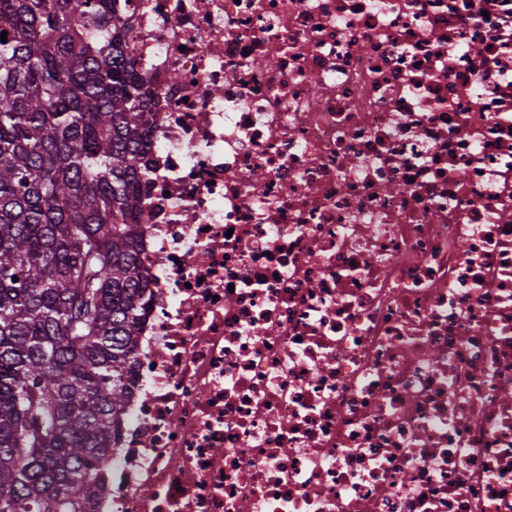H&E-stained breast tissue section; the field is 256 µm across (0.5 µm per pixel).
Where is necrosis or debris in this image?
Segmentation results:
<instances>
[{
	"mask_svg": "<svg viewBox=\"0 0 512 512\" xmlns=\"http://www.w3.org/2000/svg\"><path fill=\"white\" fill-rule=\"evenodd\" d=\"M158 92L88 512H512V0H131Z\"/></svg>",
	"mask_w": 512,
	"mask_h": 512,
	"instance_id": "4bbe7bcc",
	"label": "necrosis or debris"
}]
</instances>
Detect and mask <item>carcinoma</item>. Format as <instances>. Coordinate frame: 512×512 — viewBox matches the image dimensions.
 I'll return each instance as SVG.
<instances>
[{"mask_svg":"<svg viewBox=\"0 0 512 512\" xmlns=\"http://www.w3.org/2000/svg\"><path fill=\"white\" fill-rule=\"evenodd\" d=\"M125 2L0 0V512H83L129 398L156 91Z\"/></svg>","mask_w":512,"mask_h":512,"instance_id":"obj_1","label":"carcinoma"}]
</instances>
